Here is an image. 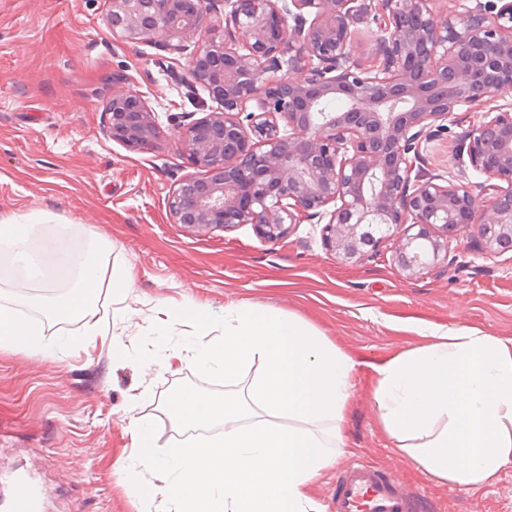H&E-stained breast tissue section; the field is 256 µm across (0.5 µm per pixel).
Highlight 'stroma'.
Listing matches in <instances>:
<instances>
[{
    "instance_id": "stroma-1",
    "label": "stroma",
    "mask_w": 512,
    "mask_h": 512,
    "mask_svg": "<svg viewBox=\"0 0 512 512\" xmlns=\"http://www.w3.org/2000/svg\"><path fill=\"white\" fill-rule=\"evenodd\" d=\"M106 12V0H0V220L40 222L83 244L85 226H94L112 244L110 263L134 274L132 288L103 289L95 316L58 324L28 310L48 340L76 337L59 359L0 349V470H35L49 492L47 512H174L159 491L170 474L137 462L132 421H154L166 448L180 436L162 408L175 388L239 390L259 367L231 383L190 363L169 369L196 327L159 322L158 312L190 300L218 314L260 304L299 317L360 364L344 445L311 487L320 506L337 470L363 459L420 491L424 512H512V468L478 489L432 479L398 450L374 400L375 366L429 344L426 329L474 327L512 339V251H478L468 226L450 240L447 261L408 279L392 263L395 236L347 263L325 248L318 224L271 243L248 224L195 233L173 223L168 197L191 172L177 139L180 117H202L214 103L181 81L187 53L122 41ZM116 73L156 114L153 149L129 150L103 132ZM482 119L479 110L460 113L423 155L426 172L463 178L483 206L485 176L461 169L455 154ZM101 325L107 337L96 336Z\"/></svg>"
}]
</instances>
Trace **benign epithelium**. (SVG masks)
<instances>
[{"label": "benign epithelium", "instance_id": "obj_1", "mask_svg": "<svg viewBox=\"0 0 512 512\" xmlns=\"http://www.w3.org/2000/svg\"><path fill=\"white\" fill-rule=\"evenodd\" d=\"M438 2L377 0V31L365 41L363 0H224L227 35L186 68L217 107L179 133L197 173L168 197L174 223L193 232L250 224L275 242L323 221L324 246L345 262L400 232L393 262L407 278L447 259L448 239L472 224L480 251H511V103L488 109L462 139L471 167L491 181L487 208L464 183L412 176L448 118L512 91V0L446 13ZM108 3L113 35L176 53L217 10L206 0ZM363 41L364 63L352 56ZM284 69L306 77L277 76ZM335 100L345 106L327 111ZM105 114L112 140L154 146L155 112L139 95L112 90Z\"/></svg>", "mask_w": 512, "mask_h": 512}]
</instances>
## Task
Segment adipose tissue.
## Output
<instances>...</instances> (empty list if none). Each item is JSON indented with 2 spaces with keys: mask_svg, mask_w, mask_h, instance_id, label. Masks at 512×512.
<instances>
[{
  "mask_svg": "<svg viewBox=\"0 0 512 512\" xmlns=\"http://www.w3.org/2000/svg\"><path fill=\"white\" fill-rule=\"evenodd\" d=\"M196 325L190 360L225 379L261 362L247 391L181 389L165 411L219 435L172 448L179 469L163 494L176 512H320L309 495L343 447L356 361L293 315L261 305L225 307L216 318L195 302L181 308ZM430 344L376 366L374 400L397 447L430 477L479 488L512 468V340L471 327L432 330Z\"/></svg>",
  "mask_w": 512,
  "mask_h": 512,
  "instance_id": "obj_1",
  "label": "adipose tissue"
}]
</instances>
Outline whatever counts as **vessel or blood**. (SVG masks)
<instances>
[{
  "label": "vessel or blood",
  "instance_id": "obj_1",
  "mask_svg": "<svg viewBox=\"0 0 512 512\" xmlns=\"http://www.w3.org/2000/svg\"><path fill=\"white\" fill-rule=\"evenodd\" d=\"M46 490L28 473L0 477V512H45ZM419 496L391 473L360 461L342 470L330 512H418Z\"/></svg>",
  "mask_w": 512,
  "mask_h": 512
}]
</instances>
